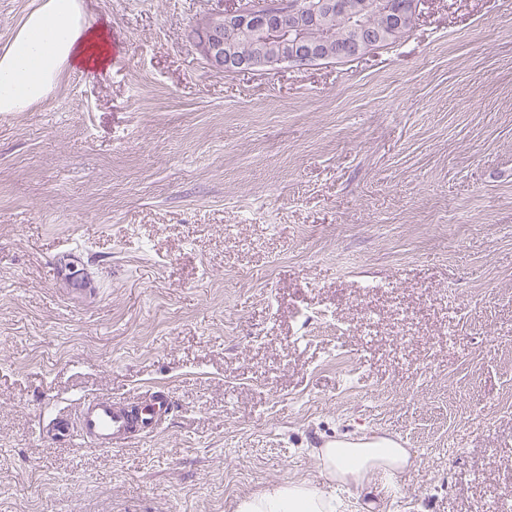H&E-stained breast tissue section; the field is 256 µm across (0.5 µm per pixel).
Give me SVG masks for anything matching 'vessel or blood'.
<instances>
[{
	"mask_svg": "<svg viewBox=\"0 0 512 512\" xmlns=\"http://www.w3.org/2000/svg\"><path fill=\"white\" fill-rule=\"evenodd\" d=\"M173 408L169 395L154 391L134 407L109 396L84 399L75 417L56 416L42 426L43 437L60 443L88 441L100 448H117L136 434L158 431Z\"/></svg>",
	"mask_w": 512,
	"mask_h": 512,
	"instance_id": "vessel-or-blood-1",
	"label": "vessel or blood"
}]
</instances>
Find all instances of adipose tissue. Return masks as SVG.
<instances>
[{"label": "adipose tissue", "mask_w": 512, "mask_h": 512, "mask_svg": "<svg viewBox=\"0 0 512 512\" xmlns=\"http://www.w3.org/2000/svg\"><path fill=\"white\" fill-rule=\"evenodd\" d=\"M112 42L105 24L94 22L79 0H41L0 50V112H24L46 100L64 69H106ZM322 483L292 481L267 485L239 498L235 512H336L333 489L356 498L368 492L371 478H395L410 468L408 449L356 443L320 448Z\"/></svg>", "instance_id": "adipose-tissue-1"}]
</instances>
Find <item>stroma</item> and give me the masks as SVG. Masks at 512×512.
<instances>
[{
  "mask_svg": "<svg viewBox=\"0 0 512 512\" xmlns=\"http://www.w3.org/2000/svg\"><path fill=\"white\" fill-rule=\"evenodd\" d=\"M81 2L117 57L0 113V512H234L359 430L413 465L342 512L512 503V0L241 72L240 0ZM148 391L122 448L39 432Z\"/></svg>",
  "mask_w": 512,
  "mask_h": 512,
  "instance_id": "obj_1",
  "label": "stroma"
}]
</instances>
